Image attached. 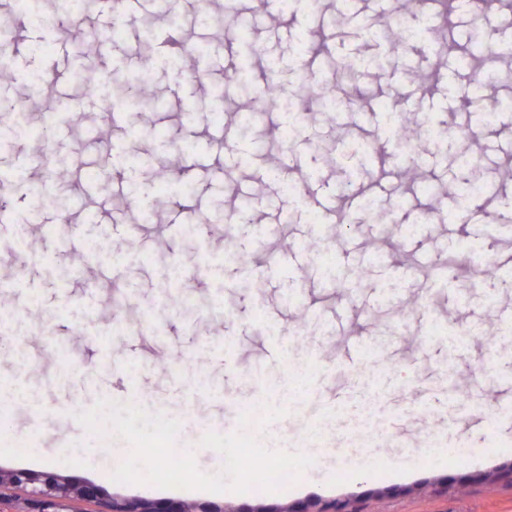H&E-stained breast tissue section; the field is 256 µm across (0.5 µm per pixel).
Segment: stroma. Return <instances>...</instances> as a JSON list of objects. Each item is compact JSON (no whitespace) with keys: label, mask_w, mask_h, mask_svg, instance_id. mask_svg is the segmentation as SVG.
Instances as JSON below:
<instances>
[{"label":"stroma","mask_w":512,"mask_h":512,"mask_svg":"<svg viewBox=\"0 0 512 512\" xmlns=\"http://www.w3.org/2000/svg\"><path fill=\"white\" fill-rule=\"evenodd\" d=\"M471 0H456L449 28H429L434 0L401 10L396 0H176L169 20L164 0H139L126 17L122 40L111 29L103 0L75 12L82 44L52 24L58 0H42L41 24L21 22L13 0H0V20L12 22L10 56L0 66V105H19L48 137H18L0 146V176L36 182L49 178L68 209L39 204L17 192L16 213L0 223V309H36L51 334L21 327L0 345V377L18 365L24 345L31 364L25 381L44 401L75 397L94 405L137 385L145 408L179 417L182 394L197 391L195 414L178 434L177 448L196 452L199 470L213 474L221 455L203 447L209 428L232 433L242 411L276 401L275 377L292 378L301 362L313 365L301 407L275 423L274 443L307 448L316 463L302 485L285 493L214 496L108 480L116 450L101 452L73 415L37 412L17 404L9 412L19 448L0 453V471L52 473L97 486L107 500L189 501L230 512H512V57L494 40L512 41V0L490 13L491 30L468 21ZM418 30L401 44L399 28ZM151 44L154 66L144 70L141 47ZM479 53L503 107L479 121L476 90L462 57ZM354 66L338 99L353 105L341 117L321 98L305 112L259 110L241 134L237 107L244 94L262 97L269 85L293 97L300 80ZM242 71L240 81L228 73ZM37 75L53 91L54 114L29 84ZM146 77L151 109L134 97L120 117L102 111L116 77ZM97 85V94L88 86ZM405 122L428 119L458 130L447 141L405 145L386 127L380 103ZM79 114L71 122L70 114ZM415 168L399 176V161ZM166 182L151 221L124 208L129 177ZM481 184L477 197L462 188ZM301 187L292 195L288 185ZM376 198L369 210L364 202ZM209 217L206 233L184 234L176 206ZM250 221L224 235L231 210ZM344 211L345 225L329 213ZM26 225L19 242L18 225ZM479 244L495 258V273L474 278L435 270L449 255ZM247 257L224 264L225 249ZM128 258L117 267L109 252ZM87 256L82 271L62 275L60 260ZM331 258L340 280L328 278ZM197 270L192 307L182 305L175 268ZM285 332L272 334L271 324ZM316 324L303 345L290 343L297 324ZM468 329L472 338L449 349L431 325ZM496 328L498 336L485 332ZM388 342L382 364L371 368L365 343ZM61 340L77 369L59 374L53 354ZM184 366L171 369L174 356ZM137 374H129V366ZM414 379V391L405 382ZM377 382L383 435L373 448L337 451L306 445V429L329 411L345 427L354 397ZM424 416L411 414V407ZM446 432L450 448H482L480 460L422 463L417 455L430 432Z\"/></svg>","instance_id":"stroma-1"}]
</instances>
